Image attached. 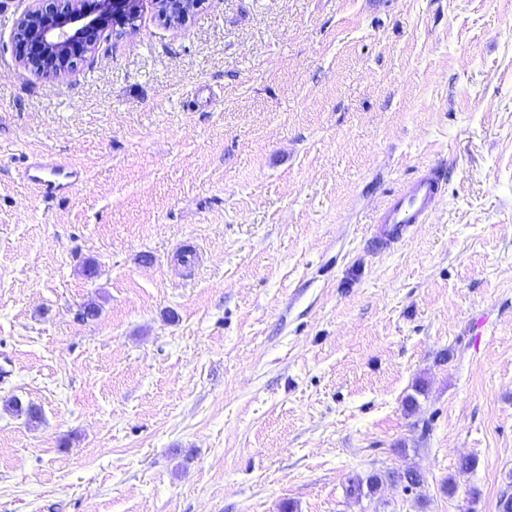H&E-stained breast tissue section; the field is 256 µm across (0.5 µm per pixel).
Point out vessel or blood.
<instances>
[{
    "label": "vessel or blood",
    "mask_w": 512,
    "mask_h": 512,
    "mask_svg": "<svg viewBox=\"0 0 512 512\" xmlns=\"http://www.w3.org/2000/svg\"><path fill=\"white\" fill-rule=\"evenodd\" d=\"M22 175L36 187L40 197L54 199L69 194L77 172L62 163H43L28 158L23 162ZM446 177L445 167L434 165L391 195L378 217L383 238H399L412 225L426 223Z\"/></svg>",
    "instance_id": "1"
}]
</instances>
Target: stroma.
<instances>
[{"label":"stroma","instance_id":"1","mask_svg":"<svg viewBox=\"0 0 512 512\" xmlns=\"http://www.w3.org/2000/svg\"><path fill=\"white\" fill-rule=\"evenodd\" d=\"M28 5L0 0V512H498L512 0H138L57 73L19 58ZM33 153L81 182L43 200ZM202 3V0H155L160 15L174 24L185 21ZM446 177V168L434 165L391 195L382 206L376 223L381 224L382 237L397 239L412 225L426 223ZM389 480L393 483L403 484L404 489L414 488L420 486L422 483L421 475L413 469L407 468L403 471H388L382 475L380 473H374L367 476L365 484L367 488L366 494H374L383 481Z\"/></svg>","mask_w":512,"mask_h":512}]
</instances>
